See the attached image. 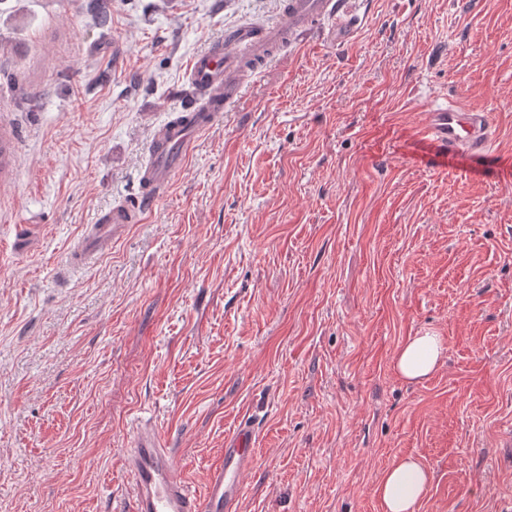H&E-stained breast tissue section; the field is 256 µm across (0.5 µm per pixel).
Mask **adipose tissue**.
Listing matches in <instances>:
<instances>
[{"label": "adipose tissue", "instance_id": "adipose-tissue-1", "mask_svg": "<svg viewBox=\"0 0 512 512\" xmlns=\"http://www.w3.org/2000/svg\"><path fill=\"white\" fill-rule=\"evenodd\" d=\"M445 353L443 337L424 330L399 347L393 368L405 380L420 381L443 364ZM430 481V473L413 458L395 461L384 469L375 487L382 512H416Z\"/></svg>", "mask_w": 512, "mask_h": 512}]
</instances>
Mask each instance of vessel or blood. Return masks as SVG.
<instances>
[{
    "label": "vessel or blood",
    "mask_w": 512,
    "mask_h": 512,
    "mask_svg": "<svg viewBox=\"0 0 512 512\" xmlns=\"http://www.w3.org/2000/svg\"><path fill=\"white\" fill-rule=\"evenodd\" d=\"M346 2L283 0L277 23L238 25L198 52L188 66V90L180 110L161 124L152 138L149 159L139 173L140 193L135 204H115L97 223L87 225L68 255L69 264L75 268L90 264L111 249L113 238L125 225L140 222L154 210L189 155L196 135L242 98L246 58L265 63L324 18L333 20L337 41L350 40L355 19ZM428 116L424 139L440 165L481 156L492 145L486 113L452 100L433 104ZM256 438L251 422H239L224 439L223 460L212 468L203 491L196 493L176 473L161 433L152 428L136 430L124 452V467L133 487V512H233L255 465Z\"/></svg>",
    "instance_id": "obj_1"
}]
</instances>
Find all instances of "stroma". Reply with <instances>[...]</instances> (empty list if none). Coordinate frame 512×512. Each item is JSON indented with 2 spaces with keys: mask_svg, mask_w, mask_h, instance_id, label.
Segmentation results:
<instances>
[{
  "mask_svg": "<svg viewBox=\"0 0 512 512\" xmlns=\"http://www.w3.org/2000/svg\"><path fill=\"white\" fill-rule=\"evenodd\" d=\"M282 0H0V512H132L122 456L167 439L196 491L240 420L237 512H512V0H353L252 74L154 212L70 269L132 199L191 57ZM487 113V156H417L429 104ZM444 365L392 359L423 330ZM445 353L443 337L423 330L399 347L393 357V368L405 380L421 381L444 363ZM431 478V474L411 457L392 463L384 469L375 487L382 511L416 512Z\"/></svg>",
  "mask_w": 512,
  "mask_h": 512,
  "instance_id": "1",
  "label": "stroma"
}]
</instances>
